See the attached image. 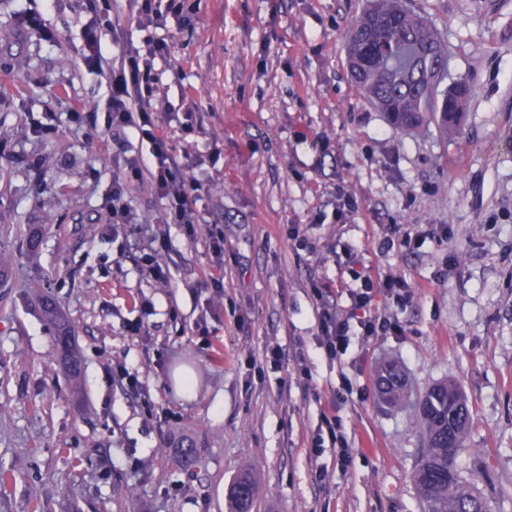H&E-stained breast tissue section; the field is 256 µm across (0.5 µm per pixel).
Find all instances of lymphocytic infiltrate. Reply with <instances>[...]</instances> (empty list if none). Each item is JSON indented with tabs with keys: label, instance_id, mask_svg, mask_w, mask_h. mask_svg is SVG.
Instances as JSON below:
<instances>
[{
	"label": "lymphocytic infiltrate",
	"instance_id": "lymphocytic-infiltrate-1",
	"mask_svg": "<svg viewBox=\"0 0 512 512\" xmlns=\"http://www.w3.org/2000/svg\"><path fill=\"white\" fill-rule=\"evenodd\" d=\"M200 0H85L88 20L83 32L81 52L85 68L105 72L110 85L108 98V126L114 139L137 136L149 145L147 154L124 157L116 164L112 181V229L123 230L128 222L126 201L129 190L136 185H147L162 203L161 221L177 224L186 230L207 224V244L215 256L224 254V231L217 224L207 223L197 202L205 187L192 178L191 172L204 162H218L222 148L211 141L195 152L178 148L168 136V128H175L182 137L199 134L200 125L195 113L172 112L166 106L157 82L156 67L168 64L173 43L168 23L184 21L196 13ZM128 10L144 38L137 43L124 37L115 17ZM111 31L112 42L119 48L113 63H106L102 52L101 33ZM352 285L348 290L349 304L344 311L323 305L318 309L316 339L325 355L340 358L350 345L351 327H358L362 340L379 334L403 335L405 328L395 318L382 317L371 312L373 302L395 300L404 305L412 301L413 293L402 277L380 273L353 257L348 269Z\"/></svg>",
	"mask_w": 512,
	"mask_h": 512
}]
</instances>
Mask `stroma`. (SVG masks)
Here are the masks:
<instances>
[{"mask_svg": "<svg viewBox=\"0 0 512 512\" xmlns=\"http://www.w3.org/2000/svg\"><path fill=\"white\" fill-rule=\"evenodd\" d=\"M364 4L201 0L172 29L171 63L157 68L169 104L194 106L195 148L224 144L217 167L193 172L224 230L218 297L199 285L214 262L206 226L190 235L159 224L146 188L131 191V222L112 233L114 161L149 146L106 129L107 79L79 55L82 0H0L11 32L0 42V245L15 255L0 287V512H228L246 469L259 485L252 512H421L419 410L379 391L390 362L413 399L460 386L472 422L456 466L492 512H512V0L412 2L448 45L449 81L475 86L453 138L434 124L395 132L355 91L344 33ZM340 191L358 205L342 223ZM395 229L416 245L380 250ZM156 230L168 236L162 287L140 271ZM350 245L405 278L414 298L372 308L404 335L352 338L331 360L315 340L316 309L346 306ZM314 281L327 285L322 298ZM45 295L72 325L80 378L56 359ZM135 322L141 335L129 332ZM274 345L305 355L309 382L294 363L266 367ZM120 365L144 398L113 381ZM185 371L194 387L181 393ZM347 381L342 465L335 449H309ZM185 441L198 450L188 471ZM318 468L325 481L313 480Z\"/></svg>", "mask_w": 512, "mask_h": 512, "instance_id": "obj_1", "label": "stroma"}]
</instances>
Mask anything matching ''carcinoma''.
Listing matches in <instances>:
<instances>
[{
  "label": "carcinoma",
  "instance_id": "1",
  "mask_svg": "<svg viewBox=\"0 0 512 512\" xmlns=\"http://www.w3.org/2000/svg\"><path fill=\"white\" fill-rule=\"evenodd\" d=\"M348 67L358 66L353 86L365 100L386 114L392 129L416 132L434 117L449 136L461 133L459 121L474 93L467 79L443 94L438 83L448 70V46L439 33L407 6L406 0H370L344 35ZM45 320L54 328L58 351L75 377L81 362L72 345V328L55 302H41ZM395 379L388 400H400L403 382L393 366L380 375ZM421 418L426 448L414 473V484L424 512H490L489 502L463 479L456 458L465 449L471 412L468 400L452 381L439 383L424 394ZM259 494L255 478L241 473L233 482V512H251Z\"/></svg>",
  "mask_w": 512,
  "mask_h": 512
}]
</instances>
